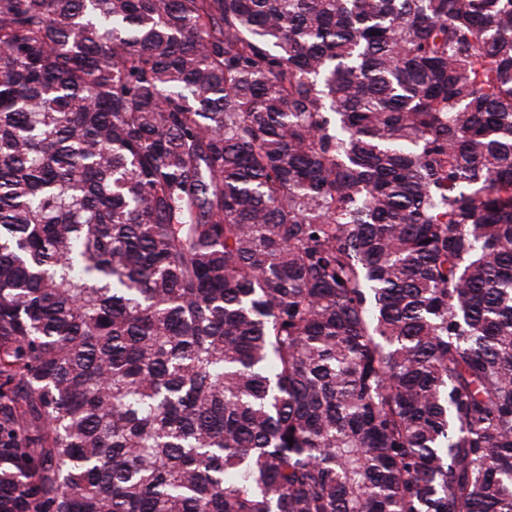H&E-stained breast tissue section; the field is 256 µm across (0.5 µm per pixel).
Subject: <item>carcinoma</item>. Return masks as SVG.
I'll list each match as a JSON object with an SVG mask.
<instances>
[{
  "label": "carcinoma",
  "mask_w": 512,
  "mask_h": 512,
  "mask_svg": "<svg viewBox=\"0 0 512 512\" xmlns=\"http://www.w3.org/2000/svg\"><path fill=\"white\" fill-rule=\"evenodd\" d=\"M0 512H512V0H0Z\"/></svg>",
  "instance_id": "cac0c4a2"
}]
</instances>
